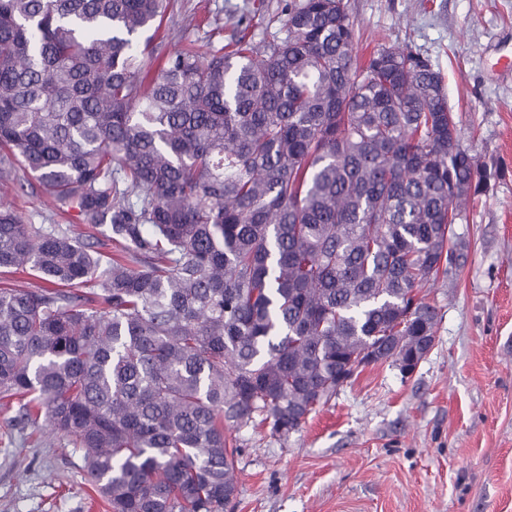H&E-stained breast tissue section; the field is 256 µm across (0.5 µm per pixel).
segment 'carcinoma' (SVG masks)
I'll return each instance as SVG.
<instances>
[{"label": "carcinoma", "instance_id": "carcinoma-1", "mask_svg": "<svg viewBox=\"0 0 512 512\" xmlns=\"http://www.w3.org/2000/svg\"><path fill=\"white\" fill-rule=\"evenodd\" d=\"M167 0H0V174L94 234L0 203V404L65 438L111 512H224L225 431L288 438L365 368L425 359L496 165L405 42L360 64L348 0L178 47ZM114 244L105 255L93 235Z\"/></svg>", "mask_w": 512, "mask_h": 512}]
</instances>
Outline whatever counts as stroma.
<instances>
[{"instance_id":"35a3bbf8","label":"stroma","mask_w":512,"mask_h":512,"mask_svg":"<svg viewBox=\"0 0 512 512\" xmlns=\"http://www.w3.org/2000/svg\"><path fill=\"white\" fill-rule=\"evenodd\" d=\"M171 2L219 14L226 30L250 3L256 38L283 21L278 0ZM349 3L360 58L404 41L428 59L465 143L500 175L458 226L468 259L430 293L436 340L416 372L365 368L285 440L254 424L232 430L231 512H512V77L494 68L512 56V0ZM14 179L23 192L0 186V201L49 223L43 188L21 169ZM12 417L0 408V512H110L84 483L76 448Z\"/></svg>"}]
</instances>
